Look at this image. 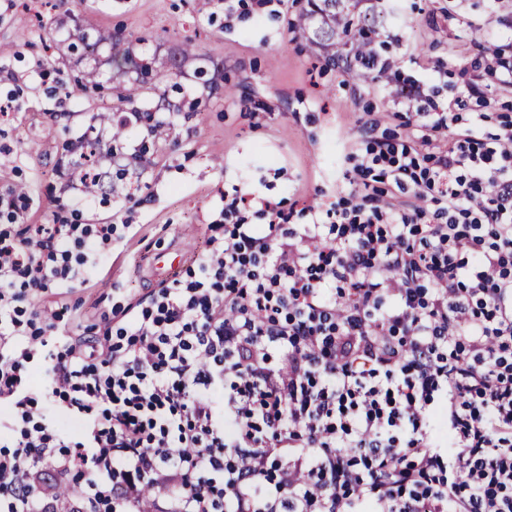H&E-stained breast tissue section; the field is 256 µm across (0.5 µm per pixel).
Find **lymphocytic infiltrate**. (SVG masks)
<instances>
[{
    "instance_id": "lymphocytic-infiltrate-1",
    "label": "lymphocytic infiltrate",
    "mask_w": 512,
    "mask_h": 512,
    "mask_svg": "<svg viewBox=\"0 0 512 512\" xmlns=\"http://www.w3.org/2000/svg\"><path fill=\"white\" fill-rule=\"evenodd\" d=\"M348 179L265 224L235 196L189 279L100 336L37 298L115 225L17 229L1 195L0 512L68 486L71 512H141L147 487L168 512H512V124L424 155L370 139Z\"/></svg>"
}]
</instances>
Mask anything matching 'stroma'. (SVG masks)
<instances>
[{"label": "stroma", "mask_w": 512, "mask_h": 512, "mask_svg": "<svg viewBox=\"0 0 512 512\" xmlns=\"http://www.w3.org/2000/svg\"><path fill=\"white\" fill-rule=\"evenodd\" d=\"M382 21L378 53L399 80H359L328 65L294 28L307 0H0V195L24 189L26 224H113L121 239L88 281L42 299L62 331L98 335L112 310L137 304L164 282L183 277L223 223L234 190L280 202L325 205L350 191L349 153L375 135L410 138L429 152L430 131L407 126L403 86L423 85L460 126L479 121L494 133L512 119V84L484 48L512 36V0H372ZM128 36L137 62L172 68L183 43L197 58L183 65L175 90H147L118 105L110 44L73 55L79 30ZM218 68L232 97L201 94L197 67ZM96 69L103 89L83 90L80 71ZM170 104L167 136L150 143L138 166L110 169L113 191H96L74 211L64 147L104 113L128 112L122 155L132 153L144 123Z\"/></svg>", "instance_id": "obj_1"}]
</instances>
